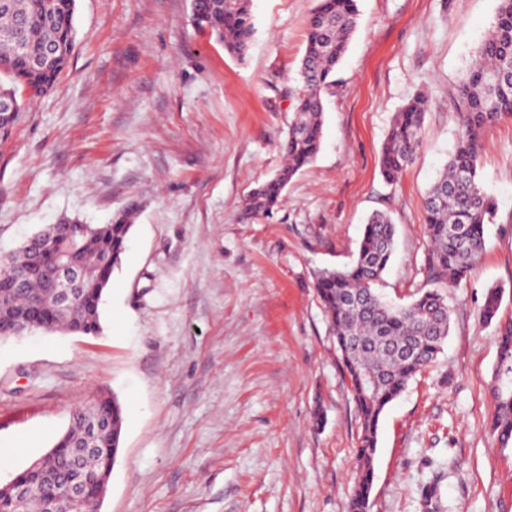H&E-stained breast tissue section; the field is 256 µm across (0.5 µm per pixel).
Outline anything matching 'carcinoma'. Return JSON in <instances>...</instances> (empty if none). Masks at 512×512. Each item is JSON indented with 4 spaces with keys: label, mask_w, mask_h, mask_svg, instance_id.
Listing matches in <instances>:
<instances>
[{
    "label": "carcinoma",
    "mask_w": 512,
    "mask_h": 512,
    "mask_svg": "<svg viewBox=\"0 0 512 512\" xmlns=\"http://www.w3.org/2000/svg\"><path fill=\"white\" fill-rule=\"evenodd\" d=\"M192 8L201 29L215 35L228 53L243 56L254 33L250 0H193ZM74 12L75 0H8V7L0 8V74L9 80L7 85L0 83V95L10 93L17 98L16 112H21L23 94L30 99L47 94L64 70L68 46L74 41ZM357 20V0H320L308 18L300 66L302 88L295 96L288 134L279 145L285 165L248 194L245 210L271 215L288 181L318 154L322 93L334 83L336 66ZM50 45L61 52L54 65L40 68L37 61ZM503 73H512V0H498L489 33L459 85L463 132L425 198L429 250L423 271L427 289L405 306H393L378 293L395 246V225L382 212L368 218L351 265L315 273L317 296L350 379L359 419L358 468L348 512H369L377 433L386 407L442 351L449 333V307L440 289L461 283L477 268L485 248V225L495 223L496 201L484 191L478 173L479 134L512 117V85L495 80ZM427 106L428 95L418 92L394 115L380 155L381 174L387 183H396L413 162L421 145ZM132 216L133 210L128 208L109 224L84 225L75 256L85 274L77 302L67 309L57 307L54 290L29 266L27 256L21 252L13 256L0 270L8 275L26 274V284L8 288L0 279V326L25 319L83 335L98 334L104 291L126 250ZM459 227L466 228L465 236L453 233ZM51 238L68 245L69 225L51 224L35 241ZM353 298L359 299V304L352 303ZM500 304V290L490 289L482 321L496 323L498 363L492 393L497 416L493 430L505 448L512 442V318H497ZM352 344L358 349L346 351ZM405 344L415 349L414 357L397 354L396 348ZM91 420L101 421L103 428L89 445L84 429ZM123 422V408L113 396L100 394L90 404L74 409L69 428L55 443L56 450L45 461L43 471L30 478L34 495L16 503L7 491H0V512H84L95 507L91 502L79 508L73 505L72 477L78 468L85 485L96 487V477L116 462Z\"/></svg>",
    "instance_id": "obj_1"
}]
</instances>
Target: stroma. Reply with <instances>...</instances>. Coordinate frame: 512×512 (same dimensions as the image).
<instances>
[{
  "label": "stroma",
  "mask_w": 512,
  "mask_h": 512,
  "mask_svg": "<svg viewBox=\"0 0 512 512\" xmlns=\"http://www.w3.org/2000/svg\"><path fill=\"white\" fill-rule=\"evenodd\" d=\"M317 4L251 0L238 58L198 30L191 0H76L66 68L0 144V254L65 217L107 224L131 207L133 227L101 333L0 342V485L107 393L124 423L100 512H347L359 420L313 272L350 265L382 211L396 242L381 293L406 304L421 288L424 196L498 0H358L321 150L273 215L252 216L245 196L282 165ZM420 90L421 146L391 186L380 150ZM479 176L497 218L479 266L446 292L437 363L381 417L370 512H423L432 483L445 512H512V446L489 433L495 328L480 319L493 287L512 317V119L482 132Z\"/></svg>",
  "instance_id": "1"
}]
</instances>
